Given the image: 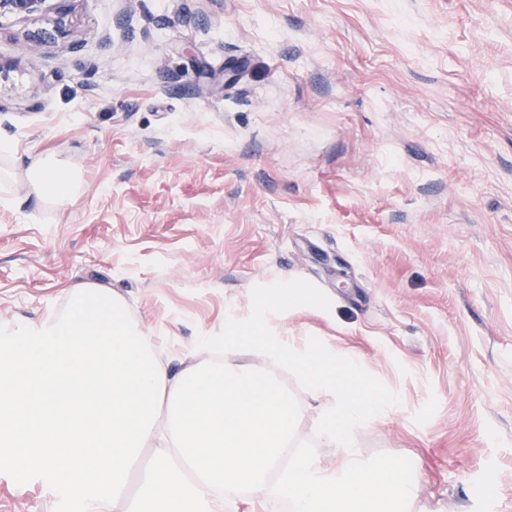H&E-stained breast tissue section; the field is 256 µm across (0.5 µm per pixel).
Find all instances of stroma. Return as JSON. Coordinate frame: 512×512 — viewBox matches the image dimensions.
Listing matches in <instances>:
<instances>
[{
    "instance_id": "obj_1",
    "label": "stroma",
    "mask_w": 512,
    "mask_h": 512,
    "mask_svg": "<svg viewBox=\"0 0 512 512\" xmlns=\"http://www.w3.org/2000/svg\"><path fill=\"white\" fill-rule=\"evenodd\" d=\"M0 17V325L81 285L171 368L303 278L284 314L400 397L354 432L410 512H512V0H75ZM76 172L60 207L41 157ZM298 440L319 404L294 376ZM0 473V512H54ZM30 185L38 198L64 206L75 198L79 179L76 175L59 168L53 160L37 161L28 174Z\"/></svg>"
}]
</instances>
